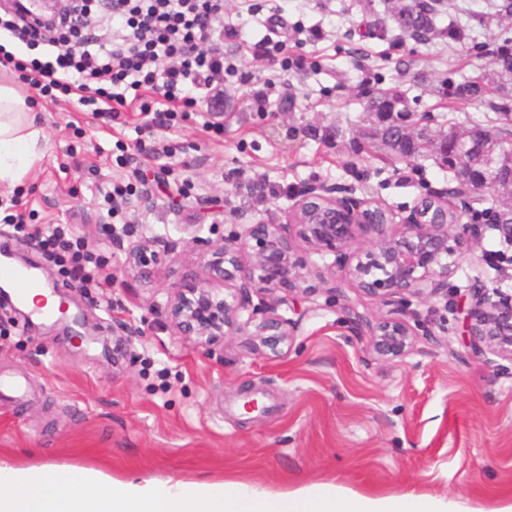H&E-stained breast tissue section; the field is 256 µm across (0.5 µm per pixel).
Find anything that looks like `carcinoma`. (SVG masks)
<instances>
[{
  "label": "carcinoma",
  "mask_w": 512,
  "mask_h": 512,
  "mask_svg": "<svg viewBox=\"0 0 512 512\" xmlns=\"http://www.w3.org/2000/svg\"><path fill=\"white\" fill-rule=\"evenodd\" d=\"M398 28L417 39L429 36H446L452 41L466 38L465 29L448 24L441 29L436 24L437 10L426 2L413 6L400 3L396 7ZM512 38L504 39L498 50L491 55L488 67L456 80L446 77L441 80L442 93L457 101H480L491 115L472 121L459 130L456 125L448 126V134H459L464 138V163L470 165L485 181L483 193L489 198V207L478 211L474 218H482L488 224L512 222V194L508 192L507 181L512 176ZM365 108L374 115L393 112L397 116L413 112L412 103L416 98L407 95L401 85L366 88L362 91ZM357 150L362 144L384 150L397 158L412 160L432 159L448 170V180L455 184L453 191L460 192L458 168L455 158L439 154L435 150V138L425 126L413 128L406 136L400 135L397 127L378 120L354 139Z\"/></svg>",
  "instance_id": "obj_1"
}]
</instances>
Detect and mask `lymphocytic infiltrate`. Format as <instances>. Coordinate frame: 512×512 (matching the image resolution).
Here are the masks:
<instances>
[{"label":"lymphocytic infiltrate","instance_id":"1","mask_svg":"<svg viewBox=\"0 0 512 512\" xmlns=\"http://www.w3.org/2000/svg\"><path fill=\"white\" fill-rule=\"evenodd\" d=\"M105 4L116 32L105 45L65 16L58 36H43L45 21L26 17L25 7H18L24 24L7 17L0 19V30L25 42L29 54L16 57L0 43V67L17 72L46 98L81 92L83 104L112 118L136 101L142 111L173 117L177 107L194 105L193 93L202 86L221 95L224 55L202 44L220 26L224 0H82L81 12L87 16ZM5 221L37 239L49 260L71 262L68 274L78 284L97 277L101 266L81 253L78 236L29 226L20 215H6Z\"/></svg>","mask_w":512,"mask_h":512}]
</instances>
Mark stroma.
I'll list each match as a JSON object with an SVG mask.
<instances>
[{
  "label": "stroma",
  "instance_id": "stroma-1",
  "mask_svg": "<svg viewBox=\"0 0 512 512\" xmlns=\"http://www.w3.org/2000/svg\"><path fill=\"white\" fill-rule=\"evenodd\" d=\"M391 0H224V35L211 44L236 75L220 98L166 125L145 127L131 106L99 116L70 94L46 102L48 142L25 185L0 184V247L42 265L57 297L81 313L74 345L65 325L36 322L0 304V379L21 397H0V454L24 466L99 468L112 476L165 480L236 477L274 490L333 481L361 492L447 494L491 512L512 495V362L475 351L464 314L410 298L425 317L412 352L383 362L364 350L348 319L386 307L357 290L334 256L297 251L330 269L332 288L291 294L299 328L277 358L251 352L249 336L208 348L179 335L163 311L173 287L202 275V257L179 227L214 241L243 233V218L286 220L309 183L354 185L404 216L448 188L433 161L356 153L372 116L361 87L404 83L431 128L466 124L483 108L442 104L443 78L482 62L464 42L414 41ZM288 44L287 59L253 56L228 30ZM223 123V134L212 126ZM129 190L111 213L114 188ZM76 227L104 263L79 287L46 263L35 242L3 221ZM145 241L169 249L150 278L123 272V252ZM484 238L448 285L474 280L512 293V266Z\"/></svg>",
  "mask_w": 512,
  "mask_h": 512
}]
</instances>
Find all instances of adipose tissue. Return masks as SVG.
<instances>
[{
  "instance_id": "1",
  "label": "adipose tissue",
  "mask_w": 512,
  "mask_h": 512,
  "mask_svg": "<svg viewBox=\"0 0 512 512\" xmlns=\"http://www.w3.org/2000/svg\"><path fill=\"white\" fill-rule=\"evenodd\" d=\"M42 104L0 74V184L17 187L42 161ZM0 512H471L455 498L361 493L333 482L273 492L233 480H121L103 471L24 467L0 457Z\"/></svg>"
}]
</instances>
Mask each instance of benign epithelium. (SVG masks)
Segmentation results:
<instances>
[{"label": "benign epithelium", "instance_id": "benign-epithelium-1", "mask_svg": "<svg viewBox=\"0 0 512 512\" xmlns=\"http://www.w3.org/2000/svg\"><path fill=\"white\" fill-rule=\"evenodd\" d=\"M74 2L28 0V8L40 15L75 17ZM459 221V215H450L441 192L399 219L386 206L355 196L352 188L312 183L298 193L284 223L250 222L244 233L218 242L190 235L188 243L204 258V277L174 287L165 314L181 335L195 337L203 347L245 333L252 337L254 354L279 356L293 343L298 322L278 314V308L288 305L290 293L314 292L330 277L309 268L295 248V240L301 239L316 254L344 260L356 288L392 307L374 320L358 314L351 323L358 335L367 336V350L376 359L400 361L413 350L420 317L406 309L408 298H448V279L488 231L512 247V224H465L461 232H450V225ZM362 237L368 238L367 244L360 242ZM159 258L149 246L133 245L125 252L124 269L147 277ZM253 290L271 295V301L251 306ZM469 291L471 346L512 361V293L490 289L479 280Z\"/></svg>", "mask_w": 512, "mask_h": 512}]
</instances>
